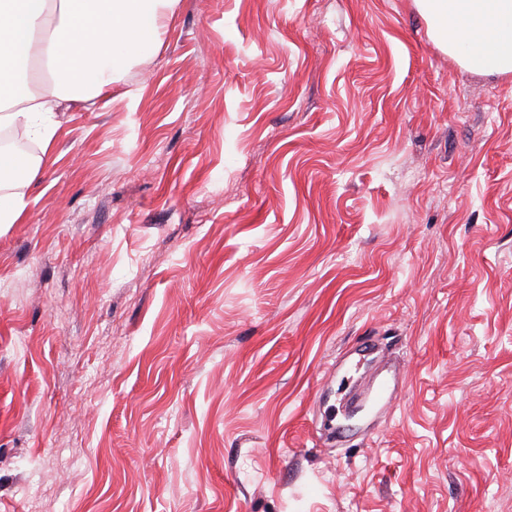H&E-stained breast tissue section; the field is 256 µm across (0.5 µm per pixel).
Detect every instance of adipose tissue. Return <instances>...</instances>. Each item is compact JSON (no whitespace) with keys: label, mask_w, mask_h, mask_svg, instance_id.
Masks as SVG:
<instances>
[{"label":"adipose tissue","mask_w":512,"mask_h":512,"mask_svg":"<svg viewBox=\"0 0 512 512\" xmlns=\"http://www.w3.org/2000/svg\"><path fill=\"white\" fill-rule=\"evenodd\" d=\"M179 0H0V130L48 146L63 100L96 106L152 55ZM437 44L485 75L512 74V0H415ZM42 156L0 146V224L21 217Z\"/></svg>","instance_id":"ef3b65f1"}]
</instances>
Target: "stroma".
Here are the masks:
<instances>
[{
  "label": "stroma",
  "instance_id": "35a3bbf8",
  "mask_svg": "<svg viewBox=\"0 0 512 512\" xmlns=\"http://www.w3.org/2000/svg\"><path fill=\"white\" fill-rule=\"evenodd\" d=\"M160 40L0 224V512H512V74L414 0Z\"/></svg>",
  "mask_w": 512,
  "mask_h": 512
}]
</instances>
